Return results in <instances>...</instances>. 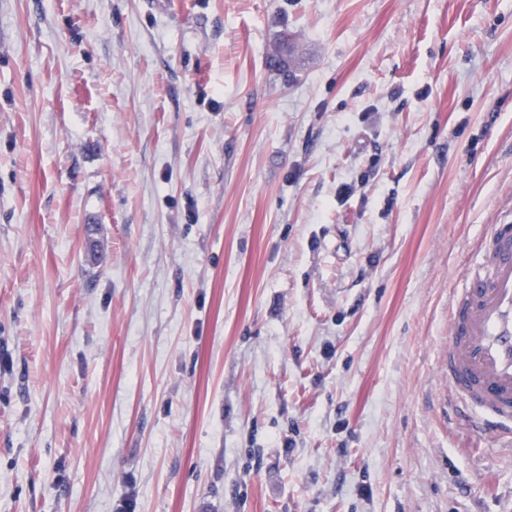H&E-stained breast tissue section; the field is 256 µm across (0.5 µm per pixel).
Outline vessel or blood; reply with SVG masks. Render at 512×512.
Listing matches in <instances>:
<instances>
[{"label":"vessel or blood","mask_w":512,"mask_h":512,"mask_svg":"<svg viewBox=\"0 0 512 512\" xmlns=\"http://www.w3.org/2000/svg\"><path fill=\"white\" fill-rule=\"evenodd\" d=\"M449 402L477 434L512 447V225L492 224L448 305Z\"/></svg>","instance_id":"vessel-or-blood-1"}]
</instances>
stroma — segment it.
Returning a JSON list of instances; mask_svg holds the SVG:
<instances>
[{"label":"stroma","mask_w":512,"mask_h":512,"mask_svg":"<svg viewBox=\"0 0 512 512\" xmlns=\"http://www.w3.org/2000/svg\"><path fill=\"white\" fill-rule=\"evenodd\" d=\"M509 219L512 0H0V512H512ZM478 255L448 305V400L472 432L511 448L512 225H488Z\"/></svg>","instance_id":"35a3bbf8"}]
</instances>
